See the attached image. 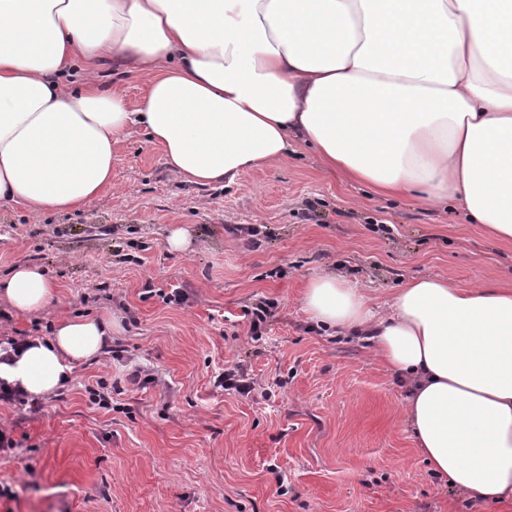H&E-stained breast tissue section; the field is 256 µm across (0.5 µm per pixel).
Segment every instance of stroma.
I'll return each mask as SVG.
<instances>
[{
  "mask_svg": "<svg viewBox=\"0 0 512 512\" xmlns=\"http://www.w3.org/2000/svg\"><path fill=\"white\" fill-rule=\"evenodd\" d=\"M179 227L192 243L174 253ZM19 263L41 265L60 297L32 315L0 306L1 332L43 338L75 316L113 328L63 389L0 400L15 442L0 447V512H512L430 472L372 344L312 329L302 302L330 269L377 303L418 277L511 283L512 242L466 211L373 195L302 147L234 183L191 185L135 129L81 210L35 221L0 206V276ZM175 290L184 302L165 303ZM262 298L275 308L255 340L246 311ZM235 364L267 396L216 386ZM137 367L155 383L126 381Z\"/></svg>",
  "mask_w": 512,
  "mask_h": 512,
  "instance_id": "1",
  "label": "stroma"
}]
</instances>
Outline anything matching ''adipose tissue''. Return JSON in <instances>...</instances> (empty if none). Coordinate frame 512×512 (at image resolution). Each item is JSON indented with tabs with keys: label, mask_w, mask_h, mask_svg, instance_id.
Segmentation results:
<instances>
[{
	"label": "adipose tissue",
	"mask_w": 512,
	"mask_h": 512,
	"mask_svg": "<svg viewBox=\"0 0 512 512\" xmlns=\"http://www.w3.org/2000/svg\"><path fill=\"white\" fill-rule=\"evenodd\" d=\"M111 59L145 76L138 109L119 87L65 80ZM134 125L189 184L233 183L301 142L377 194L458 204L512 241V0H0V204L81 208ZM56 298L40 266L0 278L8 313ZM303 301L402 381L430 471L475 503L512 501V285L417 278L377 304L329 270ZM111 334L91 316L2 337L0 386L50 395Z\"/></svg>",
	"instance_id": "obj_1"
}]
</instances>
